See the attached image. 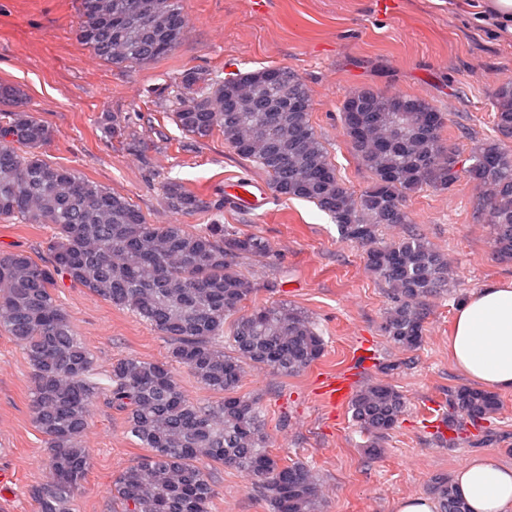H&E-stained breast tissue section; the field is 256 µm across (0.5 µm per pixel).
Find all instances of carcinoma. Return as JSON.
Masks as SVG:
<instances>
[{
  "instance_id": "cac0c4a2",
  "label": "carcinoma",
  "mask_w": 512,
  "mask_h": 512,
  "mask_svg": "<svg viewBox=\"0 0 512 512\" xmlns=\"http://www.w3.org/2000/svg\"><path fill=\"white\" fill-rule=\"evenodd\" d=\"M131 2L81 0L80 43L117 66L170 55L188 26L180 0H146L156 22L150 37L143 36ZM180 84L174 117L185 135L197 143L220 132L236 155L269 175L277 195L316 204L343 239L364 249L367 269L391 299L383 332L394 346L422 344L428 301L448 288L450 275L447 256L421 235L379 238L381 226L405 223L411 194L446 191L468 178L482 194L494 252L512 261V146L504 143L512 139V80L502 81L494 95L496 136L474 143L467 166L446 142L447 118L431 101L373 87L351 92L339 108L343 134L371 174L359 195L329 160L311 122L310 90L296 72L262 68L206 79L187 70ZM353 98L368 124L363 139L348 133ZM0 105L10 107L0 113V220L53 228L41 263L23 251L0 254V327L24 350L33 421L50 451L46 480L33 492L38 512H69L90 468L81 437L102 395L125 413L127 432L147 450L114 482L123 512H209L216 491L207 461L250 474L271 512H319L317 477L268 452L257 399L238 393L245 364L295 376L325 348L313 321L296 307L278 303L242 312L254 288L239 271L240 260L269 254L268 241L226 224L190 232L182 224L147 223L128 197L42 159L39 149L53 131L26 109L21 87L0 84ZM163 203L184 215L212 206L176 179L163 186ZM60 279L131 311L165 336V360L120 359L101 383L59 303ZM175 365L223 399L214 405L187 399ZM403 408L401 393L383 381L352 396V418L372 436L371 453ZM497 408V398L480 389L463 387L451 398V416L462 421L486 420ZM430 492L440 512H470L452 481L438 477Z\"/></svg>"
}]
</instances>
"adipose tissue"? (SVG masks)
<instances>
[{"instance_id":"1","label":"adipose tissue","mask_w":512,"mask_h":512,"mask_svg":"<svg viewBox=\"0 0 512 512\" xmlns=\"http://www.w3.org/2000/svg\"><path fill=\"white\" fill-rule=\"evenodd\" d=\"M448 353L466 377L491 391H512V281L474 292L456 314ZM471 512H512V467L486 451L456 473Z\"/></svg>"}]
</instances>
